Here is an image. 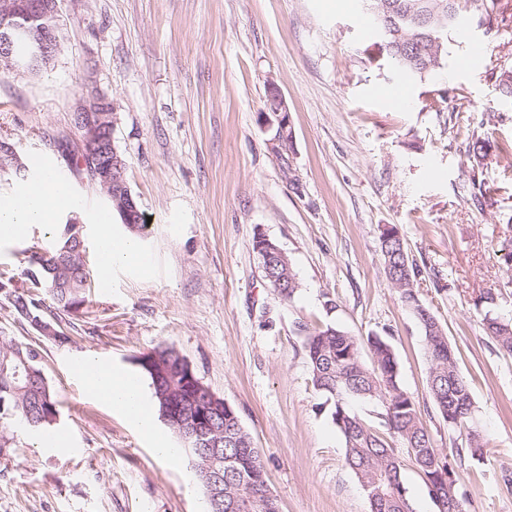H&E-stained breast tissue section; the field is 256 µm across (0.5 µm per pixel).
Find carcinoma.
Wrapping results in <instances>:
<instances>
[{"label": "carcinoma", "mask_w": 512, "mask_h": 512, "mask_svg": "<svg viewBox=\"0 0 512 512\" xmlns=\"http://www.w3.org/2000/svg\"><path fill=\"white\" fill-rule=\"evenodd\" d=\"M370 5L374 25L387 26L388 35L380 39L379 49L406 77H422L440 69L448 56V33L456 24L434 30L421 27V15L438 11H460L459 0H361ZM497 0H481L478 25L494 28L498 21ZM497 97L512 102V66L495 67L490 73ZM468 152L481 164L490 155L502 149L487 137L472 133ZM392 273L389 281L412 310L422 309L428 319L421 322L427 341L428 388L434 404L449 425L467 431L468 451L482 456L486 442L470 424L473 398L470 386L460 375L457 357L448 344V338L431 310L420 303L413 278L417 266L409 259L403 240L396 228H391L387 245ZM85 246L68 224H60L48 246H35L29 256L25 276L26 285L11 286L6 296L15 311L23 316L40 315L42 302L35 298L41 291L50 299L54 309L70 313L79 310L89 290L88 273L81 254ZM284 266L274 257L268 262L265 274L270 285L284 299L294 296L299 283L293 270L288 280L279 285ZM484 329L505 352L512 354V319L485 315ZM367 346L373 365L366 366L361 359L362 346ZM156 353L164 365L165 373L146 370L152 386L153 401L161 417L172 411L173 416L188 418L195 413L194 402L180 393L182 378L179 372V354L170 348ZM307 356L314 387L327 399L334 400L332 418L345 441V461L364 487L369 512H413L401 476V461L388 441L372 426L366 424L346 408L350 398H363L379 402L381 417L396 434L405 448L414 449L413 459L427 477L429 496L440 492L448 498L447 485L436 488L430 476L449 465L434 448L431 437L417 415L411 397L400 387L399 365L390 343L380 336H369L361 342L336 325L327 324L316 329L307 341ZM0 459L10 455L16 447L15 439L6 427L18 423L32 432L51 425L56 420L57 400L44 372L43 349L30 342L10 340L0 343ZM219 449L224 451V510L234 500L251 496L258 506L252 512H276V501L265 496L266 471L258 450L252 447L250 434L238 429V445L227 441L224 418L212 421Z\"/></svg>", "instance_id": "obj_1"}]
</instances>
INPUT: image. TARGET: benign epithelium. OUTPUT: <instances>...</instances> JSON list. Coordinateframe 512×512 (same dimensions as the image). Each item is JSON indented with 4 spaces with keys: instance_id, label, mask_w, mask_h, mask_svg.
Listing matches in <instances>:
<instances>
[{
    "instance_id": "7a95c632",
    "label": "benign epithelium",
    "mask_w": 512,
    "mask_h": 512,
    "mask_svg": "<svg viewBox=\"0 0 512 512\" xmlns=\"http://www.w3.org/2000/svg\"><path fill=\"white\" fill-rule=\"evenodd\" d=\"M0 11L10 22L0 25V68L10 71L25 67L35 69L48 63L59 51L60 39L57 25L53 24L58 13V0H3ZM45 21L37 36H32L29 24ZM273 113L277 117V128L272 138V148L286 144L292 136L289 126L288 108L282 98H277ZM76 125L82 131V154L92 168L93 179L98 181L101 193L108 202L114 204L122 223L135 224L138 205L133 198L125 176V167L112 141V129L116 116L112 106L103 98L86 97L78 101L75 109ZM260 259L270 260L276 255L284 263L286 254L261 234L256 248ZM232 408L213 391L190 419L189 436L195 438L194 452L205 463L211 456H219V449L208 440L211 434L210 418L224 414Z\"/></svg>"
}]
</instances>
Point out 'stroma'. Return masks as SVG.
<instances>
[{
  "label": "stroma",
  "mask_w": 512,
  "mask_h": 512,
  "mask_svg": "<svg viewBox=\"0 0 512 512\" xmlns=\"http://www.w3.org/2000/svg\"><path fill=\"white\" fill-rule=\"evenodd\" d=\"M57 27L61 47L46 66L0 70V140L18 157L0 163V198L35 177H16V164L35 152L54 158L78 202L55 221L83 224L92 288L78 312L59 314L62 344L40 339L0 292V336L40 343L65 434L63 450L50 451L15 431L16 448L0 459V512H207L190 458L159 461L156 439L92 398L73 372L95 355L139 375L142 355L158 347L174 349L236 410L280 512H369L334 406L311 381L307 336L328 323L391 344L400 385L449 458L465 512H512V355L483 329L486 312L512 317L503 251L512 155L476 169L466 151L473 131L512 146V103L487 79L512 65V17L487 31L467 0L443 67L413 79L367 54L377 35L360 0H59ZM475 40L485 54L457 69ZM273 88L293 133L278 152ZM91 94L112 103L128 185L151 219L138 231L113 217V238L136 239L154 262L115 267L107 279L95 213L109 204L75 166L74 110ZM388 225L419 270L418 298L456 350L487 441L482 458L432 401L424 330L385 273ZM259 230L293 267L292 299L263 274ZM49 240L41 224L0 240V272L24 283L29 247ZM487 293L492 310L475 307ZM388 442L414 512H436L402 442Z\"/></svg>",
  "instance_id": "1"
}]
</instances>
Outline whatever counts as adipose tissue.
<instances>
[{
    "label": "adipose tissue",
    "instance_id": "adipose-tissue-1",
    "mask_svg": "<svg viewBox=\"0 0 512 512\" xmlns=\"http://www.w3.org/2000/svg\"><path fill=\"white\" fill-rule=\"evenodd\" d=\"M44 183V192L38 200L32 201L22 195L0 200V223L7 225L12 235H21L27 225L47 224L54 219L53 199L58 186L49 177ZM75 372L95 397L119 410L139 431L153 433L154 419L143 406V385L133 373L116 374L92 356L84 358Z\"/></svg>",
    "mask_w": 512,
    "mask_h": 512
}]
</instances>
